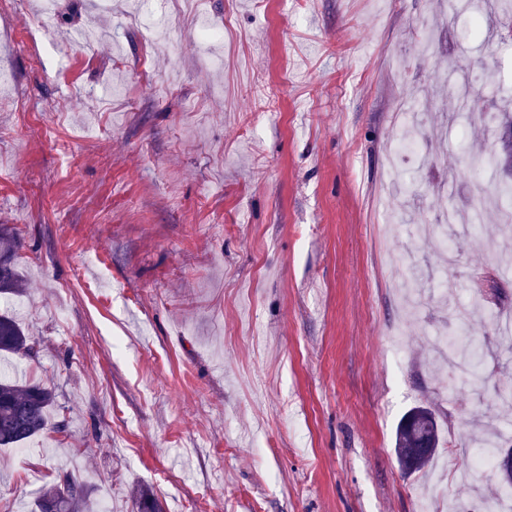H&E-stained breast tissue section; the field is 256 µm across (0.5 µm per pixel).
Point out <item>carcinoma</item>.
Instances as JSON below:
<instances>
[{
    "label": "carcinoma",
    "instance_id": "carcinoma-1",
    "mask_svg": "<svg viewBox=\"0 0 512 512\" xmlns=\"http://www.w3.org/2000/svg\"><path fill=\"white\" fill-rule=\"evenodd\" d=\"M16 242L12 230L0 225V296L20 297L23 282L14 268ZM34 347L31 337L7 311L0 313V357L27 355ZM55 407L53 391L39 383L0 376V447L16 448L42 433ZM440 444L435 413L424 406L411 408L399 422L394 438V454L405 473L420 472L434 459ZM512 449L497 450L495 477L502 487H512ZM85 485L68 473L39 495V512H83L87 506Z\"/></svg>",
    "mask_w": 512,
    "mask_h": 512
}]
</instances>
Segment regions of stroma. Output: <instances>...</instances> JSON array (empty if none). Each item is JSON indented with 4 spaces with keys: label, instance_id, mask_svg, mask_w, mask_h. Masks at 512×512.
<instances>
[{
    "label": "stroma",
    "instance_id": "stroma-1",
    "mask_svg": "<svg viewBox=\"0 0 512 512\" xmlns=\"http://www.w3.org/2000/svg\"><path fill=\"white\" fill-rule=\"evenodd\" d=\"M43 3L0 0V225L26 288L0 309L65 427L0 448V512L64 472L90 512L142 490L166 512H483L493 479L403 473L394 433L430 406L465 463L512 420V235L493 203L444 221L502 151L501 9L461 36L459 0H163L164 48L144 0ZM468 299L480 384L438 341Z\"/></svg>",
    "mask_w": 512,
    "mask_h": 512
}]
</instances>
